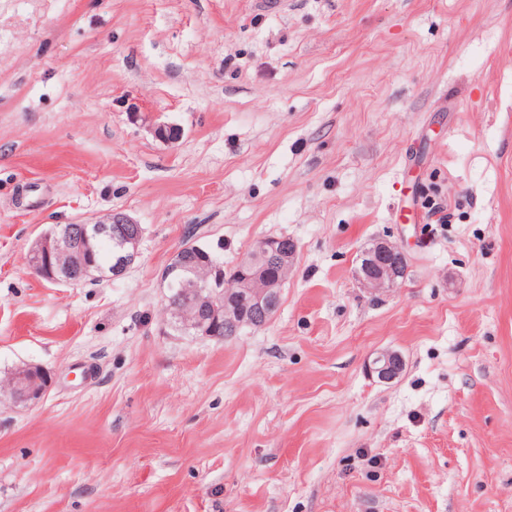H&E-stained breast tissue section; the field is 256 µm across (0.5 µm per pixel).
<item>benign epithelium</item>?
<instances>
[{
    "label": "benign epithelium",
    "instance_id": "obj_1",
    "mask_svg": "<svg viewBox=\"0 0 512 512\" xmlns=\"http://www.w3.org/2000/svg\"><path fill=\"white\" fill-rule=\"evenodd\" d=\"M108 238L118 245L113 260V277L122 276L138 255V245L142 236L141 226L126 216H107L96 224H72L63 232L52 228L42 235L28 254V265L34 270L41 269L45 259L55 258L63 266V277L50 275L51 283L79 285L90 276L91 265L83 259L84 245L92 237ZM399 252V249L383 241H376L364 248L359 256L356 276L359 282L368 287L382 289L388 287L399 275L396 265L385 258ZM224 306L213 305L205 314H196L186 322V327L207 337H214ZM374 371L379 379L388 381L395 378L402 368V358L395 352H385L373 360ZM47 390V378L44 372L35 366L16 369L11 375L0 380V393L6 391L15 402L35 404L41 400Z\"/></svg>",
    "mask_w": 512,
    "mask_h": 512
}]
</instances>
